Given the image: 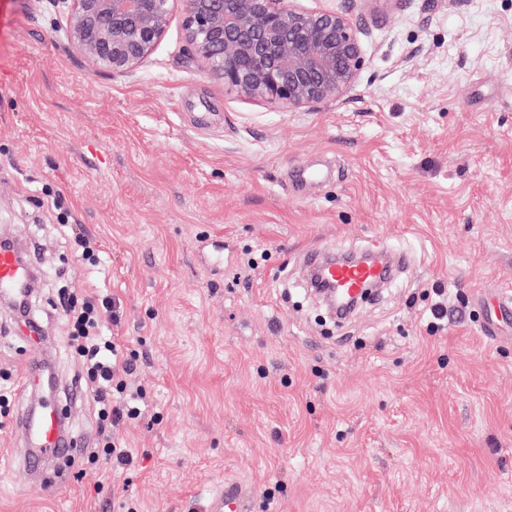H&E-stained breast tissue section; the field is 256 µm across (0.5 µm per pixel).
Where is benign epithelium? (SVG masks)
Returning <instances> with one entry per match:
<instances>
[{
    "instance_id": "1",
    "label": "benign epithelium",
    "mask_w": 512,
    "mask_h": 512,
    "mask_svg": "<svg viewBox=\"0 0 512 512\" xmlns=\"http://www.w3.org/2000/svg\"><path fill=\"white\" fill-rule=\"evenodd\" d=\"M70 16L71 45L95 67L134 70L154 51L176 0H52ZM189 52L224 87L299 108L340 99L362 65L367 32L339 12L287 0H185Z\"/></svg>"
}]
</instances>
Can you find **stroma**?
Segmentation results:
<instances>
[{"label":"stroma","mask_w":512,"mask_h":512,"mask_svg":"<svg viewBox=\"0 0 512 512\" xmlns=\"http://www.w3.org/2000/svg\"><path fill=\"white\" fill-rule=\"evenodd\" d=\"M367 29L340 100L285 109L191 58L175 8L132 72L91 70L49 0H0V226L35 245L32 313L77 453L0 512H203L234 479L248 512H512V0H293ZM330 167L320 184L299 166ZM95 239L82 267L60 232ZM392 244L413 268L344 323L291 298L305 251ZM265 253L257 270L245 252ZM448 318L428 325L436 287ZM108 292L148 407L132 467L88 463L90 394L53 303ZM42 346L0 340L19 377Z\"/></svg>","instance_id":"obj_1"}]
</instances>
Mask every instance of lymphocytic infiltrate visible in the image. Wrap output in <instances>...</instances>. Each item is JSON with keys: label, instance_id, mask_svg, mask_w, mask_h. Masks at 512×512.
Listing matches in <instances>:
<instances>
[{"label": "lymphocytic infiltrate", "instance_id": "obj_1", "mask_svg": "<svg viewBox=\"0 0 512 512\" xmlns=\"http://www.w3.org/2000/svg\"><path fill=\"white\" fill-rule=\"evenodd\" d=\"M61 308L69 327L70 346L83 364L97 408L99 441L88 459L112 469H125L134 458L120 448L113 430L138 419L146 390L130 387L127 376L133 368L131 361L114 337L101 333L103 322H119L120 311L108 296H91L79 302L65 299Z\"/></svg>", "mask_w": 512, "mask_h": 512}]
</instances>
